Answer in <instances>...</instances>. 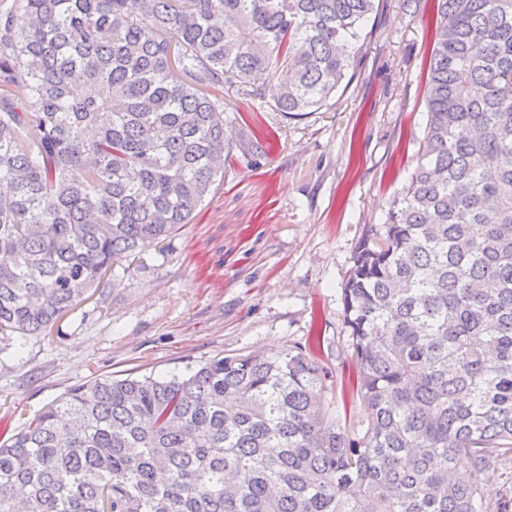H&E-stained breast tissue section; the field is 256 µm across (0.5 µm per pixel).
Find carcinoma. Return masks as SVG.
Masks as SVG:
<instances>
[{"label": "carcinoma", "instance_id": "obj_1", "mask_svg": "<svg viewBox=\"0 0 512 512\" xmlns=\"http://www.w3.org/2000/svg\"><path fill=\"white\" fill-rule=\"evenodd\" d=\"M436 2L420 161L341 288L362 433L297 346L95 379L0 434V512H484L512 464V0ZM376 10L0 0V353L189 223L224 86L316 112Z\"/></svg>", "mask_w": 512, "mask_h": 512}]
</instances>
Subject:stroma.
Wrapping results in <instances>:
<instances>
[{
	"label": "stroma",
	"mask_w": 512,
	"mask_h": 512,
	"mask_svg": "<svg viewBox=\"0 0 512 512\" xmlns=\"http://www.w3.org/2000/svg\"><path fill=\"white\" fill-rule=\"evenodd\" d=\"M435 19L434 0H380L353 78L319 111L286 117L252 87L225 89L223 185L115 266L59 332L0 354V431L96 378L293 346L332 371L343 424L362 429L341 285L418 165Z\"/></svg>",
	"instance_id": "stroma-1"
}]
</instances>
